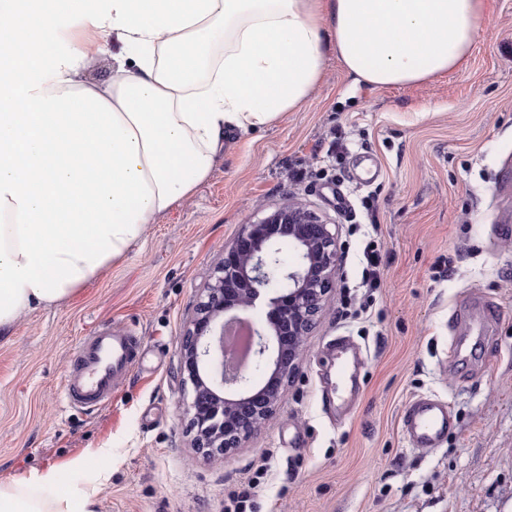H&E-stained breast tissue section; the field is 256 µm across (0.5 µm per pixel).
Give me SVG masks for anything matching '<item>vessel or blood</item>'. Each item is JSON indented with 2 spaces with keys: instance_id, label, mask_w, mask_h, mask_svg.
Wrapping results in <instances>:
<instances>
[{
  "instance_id": "vessel-or-blood-1",
  "label": "vessel or blood",
  "mask_w": 512,
  "mask_h": 512,
  "mask_svg": "<svg viewBox=\"0 0 512 512\" xmlns=\"http://www.w3.org/2000/svg\"><path fill=\"white\" fill-rule=\"evenodd\" d=\"M138 343L137 336L122 330H102L86 337L68 362L64 403L90 410L111 402L120 383L139 366ZM400 423L413 447L435 448L453 424V411L435 396L417 395L405 404Z\"/></svg>"
}]
</instances>
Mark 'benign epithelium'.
<instances>
[{
    "label": "benign epithelium",
    "mask_w": 512,
    "mask_h": 512,
    "mask_svg": "<svg viewBox=\"0 0 512 512\" xmlns=\"http://www.w3.org/2000/svg\"><path fill=\"white\" fill-rule=\"evenodd\" d=\"M284 243L296 253L291 264L280 257ZM337 261L336 234L291 199L224 244L180 346L198 452L226 455L244 446L273 413L296 372L304 336L324 311ZM261 304L265 320L254 327L250 359L241 367L227 359L224 329Z\"/></svg>",
    "instance_id": "benign-epithelium-1"
}]
</instances>
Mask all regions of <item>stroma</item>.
<instances>
[{
    "label": "stroma",
    "instance_id": "stroma-1",
    "mask_svg": "<svg viewBox=\"0 0 512 512\" xmlns=\"http://www.w3.org/2000/svg\"><path fill=\"white\" fill-rule=\"evenodd\" d=\"M380 175L350 178L358 154ZM512 0H487L468 57L411 87H353L334 49L308 101L272 126L229 132L193 196L150 226L70 300L27 313L0 338V483L81 461L72 492L97 512H224L250 478L251 512H512ZM288 198L338 236L336 281L304 340L279 406L241 448H193L180 340L202 288L244 225ZM382 285L361 283L368 237ZM445 266L449 276L436 277ZM478 293L497 314L457 335ZM99 328L133 330L141 375L111 405L66 407V363ZM362 348L357 394L338 384L329 352ZM432 394L455 425L434 450L413 449L405 402ZM347 400L335 420L327 398Z\"/></svg>",
    "mask_w": 512,
    "mask_h": 512
}]
</instances>
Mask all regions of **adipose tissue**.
Segmentation results:
<instances>
[{
	"label": "adipose tissue",
	"instance_id": "1",
	"mask_svg": "<svg viewBox=\"0 0 512 512\" xmlns=\"http://www.w3.org/2000/svg\"><path fill=\"white\" fill-rule=\"evenodd\" d=\"M484 0H0V335L74 297L194 194L224 135L301 107L334 48L353 85L455 70ZM112 37V76L86 75ZM66 52H59L60 42ZM59 470L0 512H95Z\"/></svg>",
	"mask_w": 512,
	"mask_h": 512
}]
</instances>
